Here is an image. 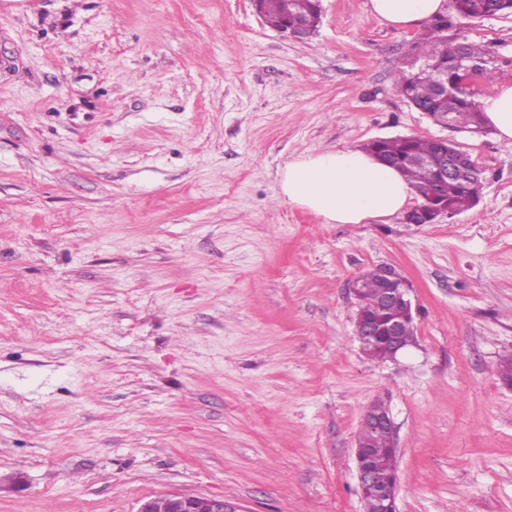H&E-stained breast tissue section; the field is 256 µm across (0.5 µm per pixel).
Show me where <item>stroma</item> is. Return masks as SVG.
I'll return each instance as SVG.
<instances>
[{"label": "stroma", "mask_w": 512, "mask_h": 512, "mask_svg": "<svg viewBox=\"0 0 512 512\" xmlns=\"http://www.w3.org/2000/svg\"><path fill=\"white\" fill-rule=\"evenodd\" d=\"M321 0L306 39L251 0H0V512H364L384 401L397 512H512V145L396 90L426 26ZM512 81V13L448 10ZM451 137L481 200L436 223L329 224L280 201L291 155ZM391 266L416 343L368 360L351 285ZM372 412L384 411V403L380 400L372 403ZM369 409L364 413L361 426H369L373 430L378 432H389L393 433L396 438V425L389 414L388 409H385L384 413L374 414ZM159 505L163 511H158ZM138 512H245V510L236 501L224 499V497L170 493L145 500Z\"/></svg>", "instance_id": "stroma-1"}]
</instances>
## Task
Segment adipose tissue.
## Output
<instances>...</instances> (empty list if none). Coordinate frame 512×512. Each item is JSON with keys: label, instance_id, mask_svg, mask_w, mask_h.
Returning a JSON list of instances; mask_svg holds the SVG:
<instances>
[{"label": "adipose tissue", "instance_id": "adipose-tissue-1", "mask_svg": "<svg viewBox=\"0 0 512 512\" xmlns=\"http://www.w3.org/2000/svg\"><path fill=\"white\" fill-rule=\"evenodd\" d=\"M381 22L410 29L443 13L447 0H369ZM484 124L512 144V83L502 82L480 101ZM288 206L309 210L329 224H367L401 214L415 190L396 168L350 147L308 150L289 158L280 174Z\"/></svg>", "mask_w": 512, "mask_h": 512}]
</instances>
